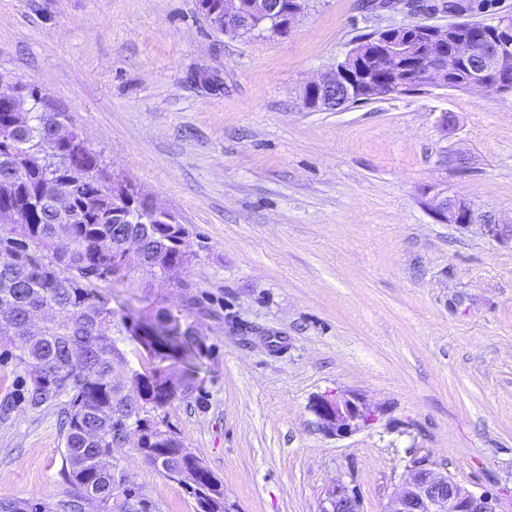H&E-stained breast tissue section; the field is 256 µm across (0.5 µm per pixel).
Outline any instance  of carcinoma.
Instances as JSON below:
<instances>
[{
    "label": "carcinoma",
    "mask_w": 512,
    "mask_h": 512,
    "mask_svg": "<svg viewBox=\"0 0 512 512\" xmlns=\"http://www.w3.org/2000/svg\"><path fill=\"white\" fill-rule=\"evenodd\" d=\"M204 15L224 31V0H199ZM490 30L512 32V17L495 25L460 21L453 31L470 35ZM17 97L0 104V211L17 214L0 225V305L12 306L0 321V347L28 377L23 401L40 408L63 404L64 476L74 490L72 512L81 502H98L101 512H154L153 501L122 479L112 459L126 446L166 480L191 491L196 512H223L224 484L187 451L172 428L159 429L145 414L163 410L192 391L189 376L173 365L199 346L197 333L182 327L181 316L166 309L152 318L134 313L116 317L108 297L112 282L136 268L152 274L170 265H186L191 253L188 229L176 214L173 223L119 222L113 200L126 195V214L145 213L151 200L131 181L114 176L82 131L58 144L54 129L69 123L64 112H36L17 126L15 112L37 104V92L17 86ZM70 194L63 216L54 197ZM136 236L139 258L124 261L123 244ZM47 307L52 317L37 331L28 328L30 310ZM137 346L141 369L117 381V368L128 363L115 333ZM0 512H52L44 502L1 499Z\"/></svg>",
    "instance_id": "cac0c4a2"
}]
</instances>
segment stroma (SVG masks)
Wrapping results in <instances>:
<instances>
[{
	"label": "stroma",
	"instance_id": "35a3bbf8",
	"mask_svg": "<svg viewBox=\"0 0 512 512\" xmlns=\"http://www.w3.org/2000/svg\"><path fill=\"white\" fill-rule=\"evenodd\" d=\"M308 0L293 32H217L198 0H0V77L65 112L110 169L176 213L193 256L114 281L116 314L180 312L193 392L166 410L239 512H318L343 482L385 512L417 458L476 492L512 489V248L436 221L438 183L512 218V93L426 88L341 111L304 84L365 35L485 22L512 0ZM456 116L442 129L443 113ZM284 338L269 353L259 337ZM0 361V498L69 512L60 408L21 402ZM361 393L373 424L325 434L309 409ZM157 512L194 499L114 453Z\"/></svg>",
	"mask_w": 512,
	"mask_h": 512
}]
</instances>
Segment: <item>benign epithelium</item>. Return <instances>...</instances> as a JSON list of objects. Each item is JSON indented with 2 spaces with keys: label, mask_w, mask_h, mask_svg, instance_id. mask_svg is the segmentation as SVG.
Wrapping results in <instances>:
<instances>
[{
  "label": "benign epithelium",
  "mask_w": 512,
  "mask_h": 512,
  "mask_svg": "<svg viewBox=\"0 0 512 512\" xmlns=\"http://www.w3.org/2000/svg\"><path fill=\"white\" fill-rule=\"evenodd\" d=\"M249 14L241 12L238 0H224V32L233 34L246 24L262 28L270 25V33L278 34L280 3L276 0H254ZM427 40L436 47L425 59L417 61L413 77L424 87L450 88L451 63L443 54L448 29L416 23ZM377 69H372L361 58L359 46L349 50L344 58L327 74L310 81L307 89L316 93L309 108L316 111L338 110L355 98L369 100L378 83L390 90L401 86L407 79L400 58L412 57L408 41H400L386 34L379 43ZM455 56L463 61L480 59L479 66L471 71L466 83L470 91H486L492 85L500 91L512 90V38L503 37L484 44L466 40L455 42ZM426 208L433 218L444 224L477 227L486 239L500 245L512 246V221L505 222L490 211H483L467 199L436 185L423 193ZM310 411L321 427L331 436L344 437L373 423L375 412L357 393L328 391L317 395L310 403ZM320 512H362L358 496L342 484L330 485L324 493ZM386 512H512V491L506 493L484 492L477 494L467 486L436 470L432 465L418 461L408 471L404 481L392 492Z\"/></svg>",
  "instance_id": "1"
}]
</instances>
